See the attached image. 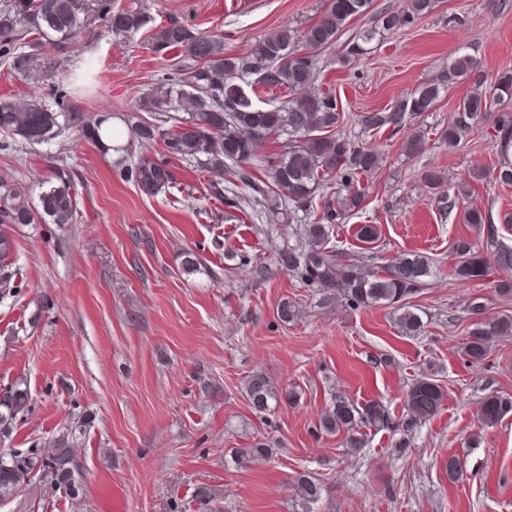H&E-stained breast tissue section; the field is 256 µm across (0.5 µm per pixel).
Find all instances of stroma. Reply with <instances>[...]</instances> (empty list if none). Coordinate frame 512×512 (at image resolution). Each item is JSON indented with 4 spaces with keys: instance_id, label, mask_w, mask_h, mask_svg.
<instances>
[{
    "instance_id": "35a3bbf8",
    "label": "stroma",
    "mask_w": 512,
    "mask_h": 512,
    "mask_svg": "<svg viewBox=\"0 0 512 512\" xmlns=\"http://www.w3.org/2000/svg\"><path fill=\"white\" fill-rule=\"evenodd\" d=\"M144 3L155 22L175 17L223 35L225 53L237 56L265 35L301 31L324 10V0ZM406 4L373 0L350 20L334 48L317 53L315 85L345 113L341 136L382 159L358 185L361 209L332 230L340 258H362L371 271L411 252L435 263L411 299L424 324L416 336L402 334L385 304L353 309L302 284L281 256L300 243L306 217L282 223L239 180L166 159L173 184L147 196L117 175L138 155L165 159L160 141L137 138L131 126L158 122L159 113L138 104L171 54L149 49L141 35L113 34L93 14L70 53L45 45L31 74L0 62V96L22 99L65 86L96 60L97 89L76 103L107 116L128 147L105 153L73 129L40 145L0 134V178L21 198L37 205L45 179L58 176L77 199L69 224H0L14 243L9 277L0 278V401L18 386L29 394L25 411L0 428V454L38 457L66 434L81 468L78 496L60 488L39 501L24 491L0 512H294L301 472L324 487L313 512H512V415L492 426L478 418L485 396H512V336L491 342L482 361L463 353L479 315H512V295L499 294L495 269L468 284L454 277L453 243L478 232L461 208L440 204L463 195L494 223L512 211V185L488 175L499 161L497 112L457 147L440 138L465 95L512 69V0H439L432 14L342 62L357 32ZM460 51L477 68L434 111L406 118L397 131L357 122L433 81ZM416 131L424 145L410 155L403 142ZM430 171L443 176L440 187L425 182ZM230 192L242 197L240 207L225 205ZM363 224L379 226L376 243L358 240ZM284 300L297 309L287 323L277 315ZM475 303L482 314L472 313ZM255 373L282 396L264 414L244 392ZM424 376L446 401L408 431L405 397ZM289 391L295 400H285ZM339 398L382 402L394 428L367 429L363 448H347L343 434L320 428ZM259 442L268 459L232 458V449ZM451 456L463 467L456 482L444 470ZM201 485L216 492L210 506L195 498Z\"/></svg>"
}]
</instances>
